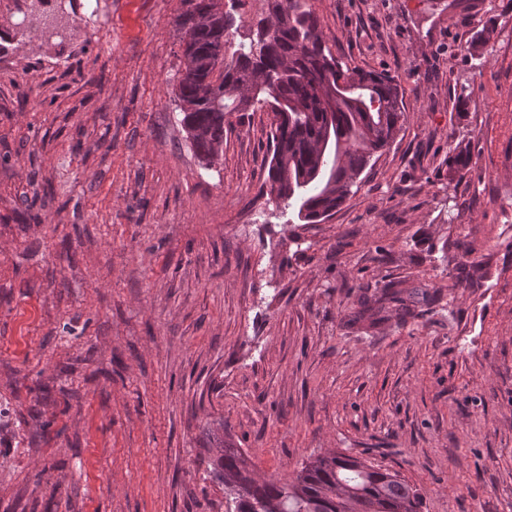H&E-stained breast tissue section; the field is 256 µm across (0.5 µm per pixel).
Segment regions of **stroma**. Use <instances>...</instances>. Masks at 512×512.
I'll return each mask as SVG.
<instances>
[{
    "label": "stroma",
    "mask_w": 512,
    "mask_h": 512,
    "mask_svg": "<svg viewBox=\"0 0 512 512\" xmlns=\"http://www.w3.org/2000/svg\"><path fill=\"white\" fill-rule=\"evenodd\" d=\"M307 5L406 112L318 224L261 192L266 109L196 155L182 0L0 6V512H230L218 420L269 478L333 450L512 512V0ZM224 9L231 53L267 2ZM388 287L415 317L353 322Z\"/></svg>",
    "instance_id": "obj_1"
}]
</instances>
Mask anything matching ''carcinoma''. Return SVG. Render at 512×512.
I'll use <instances>...</instances> for the list:
<instances>
[{"instance_id": "obj_1", "label": "carcinoma", "mask_w": 512, "mask_h": 512, "mask_svg": "<svg viewBox=\"0 0 512 512\" xmlns=\"http://www.w3.org/2000/svg\"><path fill=\"white\" fill-rule=\"evenodd\" d=\"M178 23L186 29L185 70L178 98L186 131L201 158L210 160L224 145V117L255 103L272 113L274 147L269 189L305 224H317L351 193L371 158L389 144L404 119L399 86L386 73L345 67L325 46L317 17L306 0H270L269 18L256 37L240 43L224 61L226 31L233 19L210 24L198 16L213 0H182ZM273 88L244 93L265 71ZM208 469L224 484L234 512H422L419 489L398 472L344 453L307 461L292 477L263 479L244 453L224 441V429L207 431Z\"/></svg>"}]
</instances>
